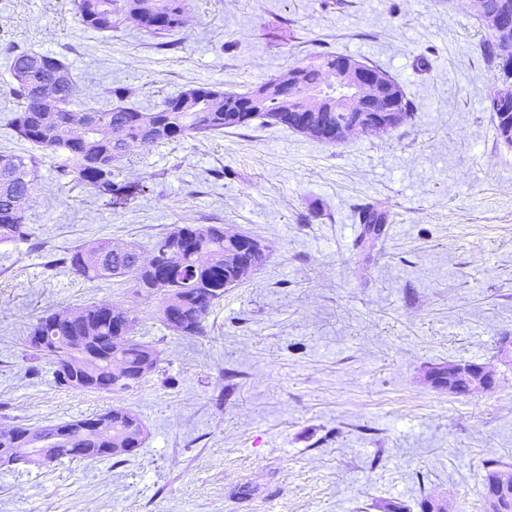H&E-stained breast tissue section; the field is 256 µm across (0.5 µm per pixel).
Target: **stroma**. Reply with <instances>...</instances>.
<instances>
[{"label": "stroma", "instance_id": "35a3bbf8", "mask_svg": "<svg viewBox=\"0 0 512 512\" xmlns=\"http://www.w3.org/2000/svg\"><path fill=\"white\" fill-rule=\"evenodd\" d=\"M486 34L476 0H188L165 39L81 29L73 0H0L2 153L35 152L8 124L15 50L63 60L76 111L117 85L145 108L188 86L244 92L321 51L379 65L416 106L396 129L337 144L258 118L135 148L114 175L144 192L122 207L42 160L31 238L0 242V428L118 405L148 437L128 458L0 466V512H423L435 497L484 512L485 460L512 465V148L487 110ZM365 205L387 214L373 242ZM182 224L266 247L200 336L170 333L158 295L56 262L95 239L144 254ZM92 302L128 309L158 348L137 389L64 390L26 360L37 316ZM459 362L489 366L494 388L431 383Z\"/></svg>", "mask_w": 512, "mask_h": 512}]
</instances>
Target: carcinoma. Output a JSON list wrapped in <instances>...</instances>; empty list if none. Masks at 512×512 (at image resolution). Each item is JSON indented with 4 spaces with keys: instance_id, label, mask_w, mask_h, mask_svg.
<instances>
[{
    "instance_id": "cac0c4a2",
    "label": "carcinoma",
    "mask_w": 512,
    "mask_h": 512,
    "mask_svg": "<svg viewBox=\"0 0 512 512\" xmlns=\"http://www.w3.org/2000/svg\"><path fill=\"white\" fill-rule=\"evenodd\" d=\"M481 17L488 36L482 53L488 67L500 77L505 48H512V35L491 29L489 20L503 10L512 13V0H480ZM78 24L101 33L118 29L128 20L158 37L175 34L185 24L186 0H74ZM45 54L20 51L11 61L13 89L23 101L9 119L17 138L40 151L27 158L0 154V242L24 241L32 235L27 203L36 191L40 162L56 161L58 180L92 189L110 204H124L142 191L136 182L114 180L116 163L128 157L138 144L194 139L226 128L242 127L249 121L239 115L252 114L271 125L303 132L302 91L333 89L342 82L343 66L353 57L335 52L315 54L288 70L284 78L262 82L244 93H226L214 86H192L167 96L152 110H141L126 101L135 94L127 86L110 87L107 97L116 100L108 108L75 112L70 108L74 79L69 67L55 59L43 67ZM375 93L408 121L414 105L401 84L379 66ZM354 111V103L342 96H326L315 103V126L334 130L339 121L336 102ZM383 213L362 211V236L381 235ZM59 263L89 280L130 278L135 287L160 295L158 315L165 326L174 322L179 336H199L215 301L224 289L237 285L244 273L237 263L236 244L224 234L222 224L175 226L151 244L149 259L137 263L126 246L96 240L74 247ZM137 318L119 304L91 303L60 308L40 315L29 333L48 337L45 346L27 340L31 357L74 369L72 380H56L63 388L114 393L138 387L146 378L141 365L159 351L155 345L134 336ZM147 437L141 420L119 406H112L82 419L48 426L16 425L0 430V448H33L39 457L20 459L24 465L42 468L62 459L97 461L112 459L116 446L136 454Z\"/></svg>"
}]
</instances>
